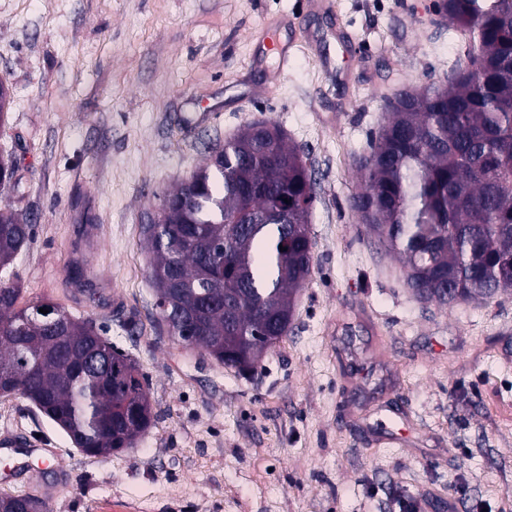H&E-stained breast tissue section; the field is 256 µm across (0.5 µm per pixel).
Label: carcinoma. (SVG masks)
I'll list each match as a JSON object with an SVG mask.
<instances>
[{"label": "carcinoma", "instance_id": "cac0c4a2", "mask_svg": "<svg viewBox=\"0 0 512 512\" xmlns=\"http://www.w3.org/2000/svg\"><path fill=\"white\" fill-rule=\"evenodd\" d=\"M469 33V63L448 83L403 90L368 154L351 209L401 257L416 297L446 306L512 290V0H440ZM314 189L278 126L247 124L162 200L142 225L156 308L179 344L253 370L286 336L294 293L311 276ZM33 225L0 210V267ZM22 289L0 281V376L88 455L134 446L152 424L134 360L63 313L56 330Z\"/></svg>", "mask_w": 512, "mask_h": 512}]
</instances>
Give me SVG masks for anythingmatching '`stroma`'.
I'll use <instances>...</instances> for the list:
<instances>
[{"label":"stroma","instance_id":"stroma-1","mask_svg":"<svg viewBox=\"0 0 512 512\" xmlns=\"http://www.w3.org/2000/svg\"><path fill=\"white\" fill-rule=\"evenodd\" d=\"M332 3L0 0V159L15 167L0 208L34 228L0 278L94 319L154 413L134 448L93 456L29 400L0 397V436L61 453L48 512H512V293L417 299L350 208L390 100L446 81L470 39L433 0ZM336 27L360 47L346 73ZM253 121L307 156L314 267L287 336L243 374L170 338L141 226Z\"/></svg>","mask_w":512,"mask_h":512}]
</instances>
